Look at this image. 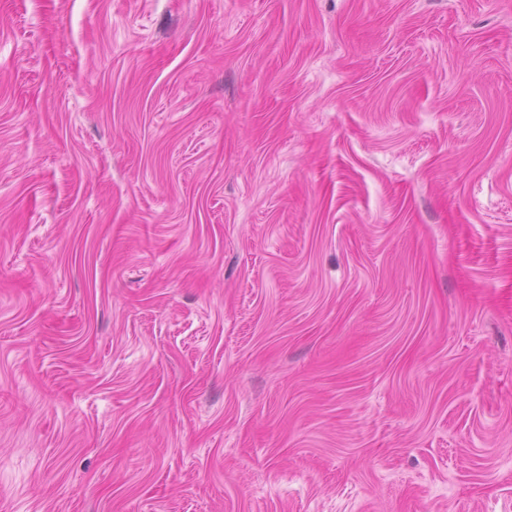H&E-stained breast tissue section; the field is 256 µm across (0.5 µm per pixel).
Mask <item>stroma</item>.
<instances>
[{
	"label": "stroma",
	"mask_w": 512,
	"mask_h": 512,
	"mask_svg": "<svg viewBox=\"0 0 512 512\" xmlns=\"http://www.w3.org/2000/svg\"><path fill=\"white\" fill-rule=\"evenodd\" d=\"M0 512H512V0H0Z\"/></svg>",
	"instance_id": "1"
}]
</instances>
